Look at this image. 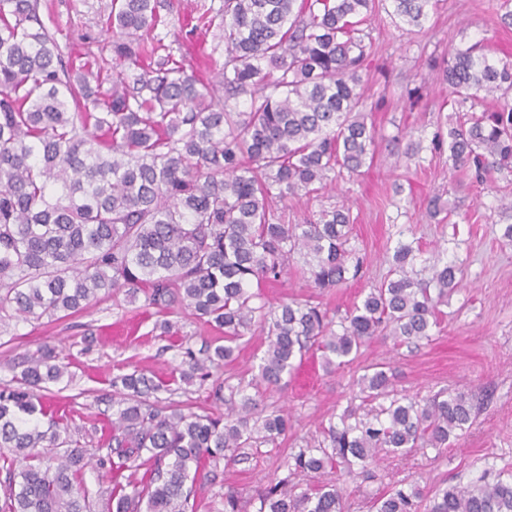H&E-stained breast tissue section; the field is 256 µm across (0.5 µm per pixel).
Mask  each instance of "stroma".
Masks as SVG:
<instances>
[{"mask_svg": "<svg viewBox=\"0 0 512 512\" xmlns=\"http://www.w3.org/2000/svg\"><path fill=\"white\" fill-rule=\"evenodd\" d=\"M112 0H38V11L54 33L64 55L90 63L109 75L113 70L112 38L105 19ZM224 0H158L160 15L174 32L173 52L184 55L187 71L211 74L221 52L213 34L180 28L187 13L222 8ZM499 0H438L421 31L396 28L386 13L372 23L373 45L363 71L364 95L383 139L374 164L362 175L341 182L336 191L281 204L285 223L300 224L329 204L349 207L356 217L354 244L366 259L365 269L347 287L314 288L295 258L287 274L274 283L258 286L266 301L288 296L327 309L340 320L362 300L369 288L386 277L398 242H410L421 258H440L464 271L461 287L442 308L441 323L431 341L394 345L376 338L357 357L329 372L320 353L308 354L302 367L260 399L268 408L286 409L293 427L276 444L240 449L236 460L220 461L213 476L198 481L190 499L193 512H224V494L233 490L254 497L299 448L316 444L322 426L340 414L357 391L367 367H389L395 389L410 396L438 391L472 395L477 417L471 427L443 453L412 451L385 457L377 467L344 491V512H373L372 497L397 483L419 485L424 496L440 487L468 483L479 476L495 479L512 471V242L504 241V220L496 198L481 193L468 178L448 176L447 150L423 149L419 161L406 162L394 153L395 135L431 142L436 132L448 129L455 114L443 108L448 89L436 63L450 45L482 42L485 54L497 61L512 55V28H496L492 18ZM420 88L421 97L409 102L407 89ZM440 196L451 216L440 222L429 216L427 201ZM170 324L168 335L157 325ZM213 324L190 311H161L130 300L124 294L99 295L83 312L56 315L36 322L10 320L0 324V386L14 384L24 362L40 347H54L72 382L49 385L45 396L58 409L61 427L69 429L83 448L95 450L112 418L103 399L113 377L140 370L154 380H172L174 400L198 414H220L223 401L214 392L223 382L251 380L266 348L259 331L239 343L234 361L212 366L205 380L180 382L182 350L203 349L220 337Z\"/></svg>", "mask_w": 512, "mask_h": 512, "instance_id": "1", "label": "stroma"}]
</instances>
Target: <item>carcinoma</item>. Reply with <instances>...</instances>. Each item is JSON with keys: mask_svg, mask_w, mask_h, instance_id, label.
<instances>
[{"mask_svg": "<svg viewBox=\"0 0 512 512\" xmlns=\"http://www.w3.org/2000/svg\"><path fill=\"white\" fill-rule=\"evenodd\" d=\"M383 0H224L218 15L185 20L218 31L223 61L202 79L187 73L158 33L168 25L156 0H112L105 25L116 65L111 87L64 60L37 0H0V320L38 321L85 309L99 293L143 292L146 305L183 306L224 330V344L199 359L186 347L181 381L205 362L230 360L253 326L268 338L258 373L224 383V416L150 401L170 388L138 370L112 379L111 426L96 466L112 474L98 496L112 512H187L192 483L241 448L273 444L288 417L259 408L306 354L332 370L376 336L416 344L432 336L461 270L440 260L417 270L399 243L391 278L369 289L339 321L319 306H273L252 281H277L300 253L317 288L360 277L350 209L333 206L286 224L276 203L317 194L374 162L375 127L364 110L361 71ZM433 0H389L398 28H421ZM478 46L452 48L443 81L462 113L448 127V172L464 171L488 193L493 174L512 169V61ZM134 70L128 74V70ZM51 349L28 359L18 386L0 388V448L22 462L6 468L0 512H93L81 489L90 461L62 436L34 390L65 367ZM350 407L328 421L324 439L291 456L288 476L255 497L224 493V512H343L342 489L387 454L442 451L476 418L463 392L401 395L376 366ZM152 466L142 477L137 471ZM334 474L297 494L300 477ZM422 490L399 484L373 501L376 512H512V474L446 486L422 506Z\"/></svg>", "mask_w": 512, "mask_h": 512, "instance_id": "1", "label": "carcinoma"}]
</instances>
